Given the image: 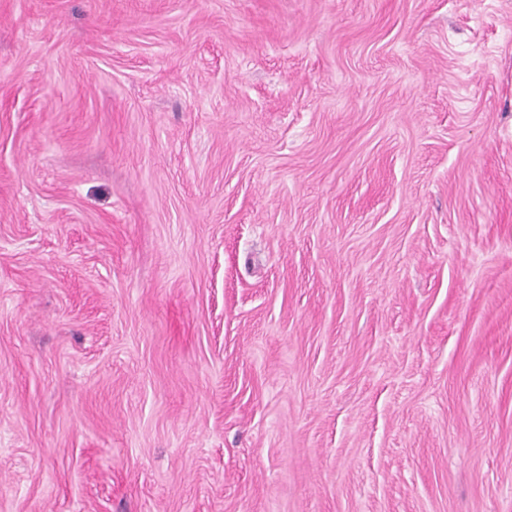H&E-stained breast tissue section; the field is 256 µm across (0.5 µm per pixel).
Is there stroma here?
Masks as SVG:
<instances>
[{
  "mask_svg": "<svg viewBox=\"0 0 512 512\" xmlns=\"http://www.w3.org/2000/svg\"><path fill=\"white\" fill-rule=\"evenodd\" d=\"M0 512H512V0H0Z\"/></svg>",
  "mask_w": 512,
  "mask_h": 512,
  "instance_id": "obj_1",
  "label": "stroma"
}]
</instances>
